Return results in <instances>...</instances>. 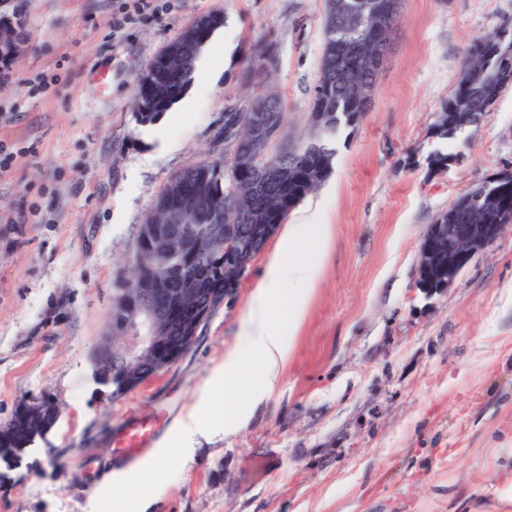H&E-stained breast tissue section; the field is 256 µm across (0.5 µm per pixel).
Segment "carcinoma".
<instances>
[{
    "instance_id": "1",
    "label": "carcinoma",
    "mask_w": 512,
    "mask_h": 512,
    "mask_svg": "<svg viewBox=\"0 0 512 512\" xmlns=\"http://www.w3.org/2000/svg\"><path fill=\"white\" fill-rule=\"evenodd\" d=\"M340 0H326L323 17V50L319 74L337 70L341 80L314 93L310 109V130L307 136L296 140L271 137L263 147L267 160L272 162L270 175L260 187L249 190V177L238 172L233 160L210 161L201 168L188 172L181 170L180 184L168 181L155 195L141 224L134 244L136 254L130 261L122 295L129 296L139 288H152L158 283L173 288H222L217 270L224 259L221 253L224 235L229 225L224 217L234 213V224H257L268 221L282 224L288 214L310 192L318 188L332 173L337 154L336 138L343 125L356 123L368 111L351 95L345 78L354 74L353 60L343 51V44L372 37L366 26L343 30L336 26V4ZM223 18L211 14L199 18L184 28L169 42L150 67L152 82L137 86L134 110L142 124L155 121L170 109L190 85L196 61ZM505 42L512 45V28L499 27L492 33L476 39L470 47L463 66L462 77L455 91L442 106L433 125V136L453 140L462 130L479 123L490 114L492 96L499 79L492 71L473 79L469 71L475 60ZM277 62L275 48L270 43L260 44L250 57L243 78L252 82ZM255 113H264L273 123L285 127V108L278 98L256 97L250 110L225 117L224 127L231 120L247 123ZM483 213L490 220L502 223L512 220V180L502 182L491 191L484 183L475 185L448 205L439 219L455 216V223H466V217ZM180 228L179 239L201 243L196 251H167L150 236V225L162 222ZM0 434L12 439L18 448L28 449L36 442L33 434L22 428L18 414L0 425Z\"/></svg>"
}]
</instances>
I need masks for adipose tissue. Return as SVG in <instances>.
<instances>
[{
	"instance_id": "1",
	"label": "adipose tissue",
	"mask_w": 512,
	"mask_h": 512,
	"mask_svg": "<svg viewBox=\"0 0 512 512\" xmlns=\"http://www.w3.org/2000/svg\"><path fill=\"white\" fill-rule=\"evenodd\" d=\"M331 231L328 224L286 226L267 262L264 284L251 296L238 342L219 373L225 386H235L250 371L256 373L262 388L273 389L304 314Z\"/></svg>"
}]
</instances>
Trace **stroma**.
I'll use <instances>...</instances> for the list:
<instances>
[{
	"label": "stroma",
	"instance_id": "stroma-1",
	"mask_svg": "<svg viewBox=\"0 0 512 512\" xmlns=\"http://www.w3.org/2000/svg\"><path fill=\"white\" fill-rule=\"evenodd\" d=\"M124 0H26L27 43L0 69V424L48 397L61 415L0 484V512H112L129 418L164 417L144 456L152 512H512V226L441 291L418 285L430 224L461 193L512 168V87L456 139L432 126L477 37L512 24V0H401L368 112L341 129L330 177L289 214L328 224L305 315L273 391L240 423L175 452L277 239L168 370L120 396L94 355L111 336L124 264L156 192L184 168L230 157L224 115L278 94L288 134L309 125L325 0H158L124 28ZM224 17L211 89H187L142 126L139 75L190 22ZM261 40L278 66L241 81ZM435 151L459 163L429 170Z\"/></svg>",
	"mask_w": 512,
	"mask_h": 512
}]
</instances>
